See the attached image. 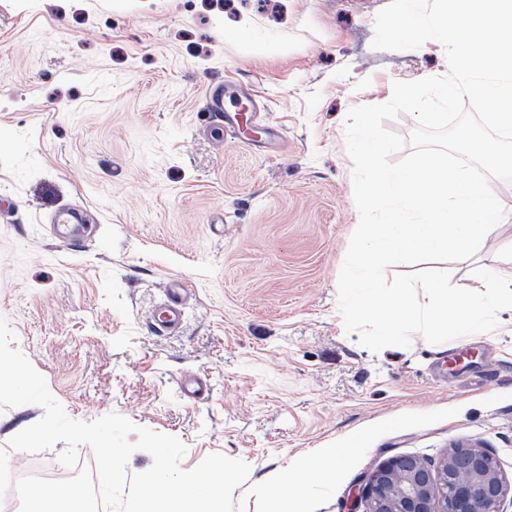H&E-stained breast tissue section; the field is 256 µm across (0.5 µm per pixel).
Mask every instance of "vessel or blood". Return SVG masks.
I'll list each match as a JSON object with an SVG mask.
<instances>
[{
	"label": "vessel or blood",
	"instance_id": "obj_1",
	"mask_svg": "<svg viewBox=\"0 0 512 512\" xmlns=\"http://www.w3.org/2000/svg\"><path fill=\"white\" fill-rule=\"evenodd\" d=\"M231 83L225 80L214 81L207 92L208 110L221 113L225 124L218 127L219 136L227 132H238L254 142L278 144L282 139L279 130L262 125L258 118L257 105L252 96L232 93ZM167 299L158 311L152 315V324L159 333L175 332L181 325L185 315V300L191 293L187 282L174 279L166 288ZM182 394L192 400H199L208 394L210 387L207 380L197 374L188 373L180 380Z\"/></svg>",
	"mask_w": 512,
	"mask_h": 512
}]
</instances>
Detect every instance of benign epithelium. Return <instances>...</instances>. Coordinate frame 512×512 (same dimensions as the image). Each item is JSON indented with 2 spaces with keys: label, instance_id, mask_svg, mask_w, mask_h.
Masks as SVG:
<instances>
[{
  "label": "benign epithelium",
  "instance_id": "benign-epithelium-1",
  "mask_svg": "<svg viewBox=\"0 0 512 512\" xmlns=\"http://www.w3.org/2000/svg\"><path fill=\"white\" fill-rule=\"evenodd\" d=\"M507 489L489 452L459 446L436 468L391 458L370 475L361 498L365 512H501Z\"/></svg>",
  "mask_w": 512,
  "mask_h": 512
}]
</instances>
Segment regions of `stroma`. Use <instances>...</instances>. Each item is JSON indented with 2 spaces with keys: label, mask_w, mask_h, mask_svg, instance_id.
<instances>
[{
  "label": "stroma",
  "mask_w": 512,
  "mask_h": 512,
  "mask_svg": "<svg viewBox=\"0 0 512 512\" xmlns=\"http://www.w3.org/2000/svg\"><path fill=\"white\" fill-rule=\"evenodd\" d=\"M389 0H0V318L75 420L119 414L175 436L183 468L247 462L244 512H275V475L349 448L305 478L304 512H356L390 458L487 449L512 482V310L492 333L373 352L346 332L338 278L359 221L345 125L445 54L373 48ZM255 87L276 156L206 129L207 86ZM493 239L512 245V199ZM76 210L63 238L51 219ZM193 285L180 328L150 318L169 279ZM207 399L179 391L183 374ZM41 407L0 412V450ZM179 386L181 393L192 400H200L204 398L210 390L207 380L194 373L183 375ZM344 451V456L348 455L351 449L346 448H329L317 457V464L315 465L314 476L322 478H335L338 474L336 467V458L339 457Z\"/></svg>",
  "instance_id": "stroma-1"
}]
</instances>
